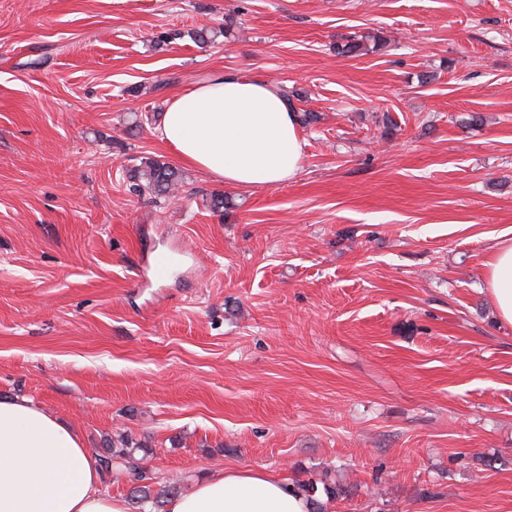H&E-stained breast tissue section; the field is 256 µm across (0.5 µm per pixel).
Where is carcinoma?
Instances as JSON below:
<instances>
[{"mask_svg": "<svg viewBox=\"0 0 512 512\" xmlns=\"http://www.w3.org/2000/svg\"><path fill=\"white\" fill-rule=\"evenodd\" d=\"M380 38L366 36L361 39H352L337 45V53L341 56H361L378 49ZM134 191L139 195H149L156 199H166L170 192L181 181V174L172 165L156 159L148 158L140 169H135ZM148 446L129 441L126 437L120 438V443L106 441L100 464L103 471L112 474V464L121 465L119 474L132 482L129 491V502L134 512H165L168 500L181 493L180 486L168 484L157 485L155 478L138 465L136 454L148 453Z\"/></svg>", "mask_w": 512, "mask_h": 512, "instance_id": "cac0c4a2", "label": "carcinoma"}]
</instances>
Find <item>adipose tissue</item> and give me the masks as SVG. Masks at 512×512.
<instances>
[{"label": "adipose tissue", "mask_w": 512, "mask_h": 512, "mask_svg": "<svg viewBox=\"0 0 512 512\" xmlns=\"http://www.w3.org/2000/svg\"><path fill=\"white\" fill-rule=\"evenodd\" d=\"M160 141L186 165L225 184L273 187L302 168V134L292 105L264 81L213 75L167 104ZM487 292L499 322L512 325V238L496 242ZM293 480L252 468L218 469L168 512H311ZM0 512H129L105 491L98 461L68 425L31 400H0Z\"/></svg>", "instance_id": "obj_1"}]
</instances>
